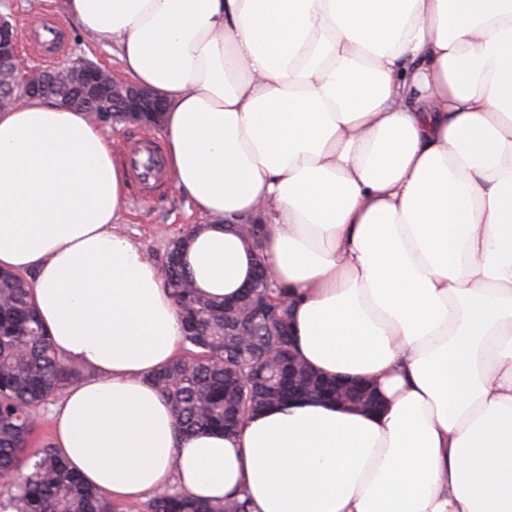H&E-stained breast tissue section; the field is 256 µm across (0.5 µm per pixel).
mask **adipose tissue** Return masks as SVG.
Returning <instances> with one entry per match:
<instances>
[{"mask_svg":"<svg viewBox=\"0 0 512 512\" xmlns=\"http://www.w3.org/2000/svg\"><path fill=\"white\" fill-rule=\"evenodd\" d=\"M165 101L175 187L210 222L194 287L265 263L300 357L374 381L233 436L177 434L149 378L183 347L159 267L118 227L126 170L87 113L0 111V269L32 277L54 348L91 367L55 445L115 503L169 487L251 512H512V0H66Z\"/></svg>","mask_w":512,"mask_h":512,"instance_id":"ef3b65f1","label":"adipose tissue"}]
</instances>
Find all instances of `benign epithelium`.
Masks as SVG:
<instances>
[{
    "label": "benign epithelium",
    "mask_w": 512,
    "mask_h": 512,
    "mask_svg": "<svg viewBox=\"0 0 512 512\" xmlns=\"http://www.w3.org/2000/svg\"><path fill=\"white\" fill-rule=\"evenodd\" d=\"M51 98L72 109L105 115L98 121L106 129L116 119L146 122L157 126L163 112L161 100L150 90L112 74L96 63L79 60L68 66L51 67L39 61L30 64L22 58L20 24L14 16L0 14V109L15 106L26 98ZM282 383L288 399L306 400L314 396L296 382L293 364L282 369ZM322 401L379 409L380 400L357 382H336V387L316 397Z\"/></svg>",
    "instance_id": "benign-epithelium-1"
}]
</instances>
